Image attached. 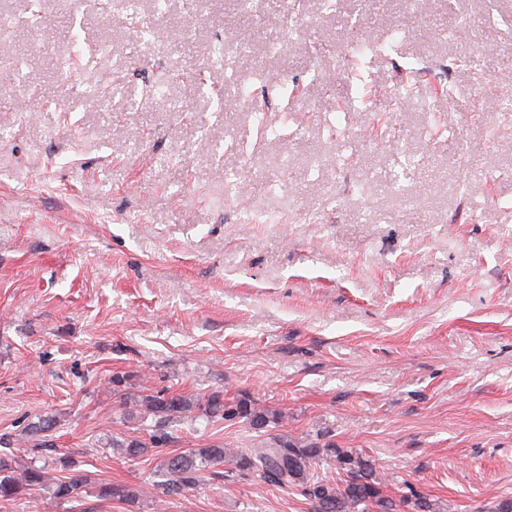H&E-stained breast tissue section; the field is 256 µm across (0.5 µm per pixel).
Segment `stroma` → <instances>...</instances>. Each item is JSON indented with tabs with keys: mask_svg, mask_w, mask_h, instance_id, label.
<instances>
[{
	"mask_svg": "<svg viewBox=\"0 0 512 512\" xmlns=\"http://www.w3.org/2000/svg\"><path fill=\"white\" fill-rule=\"evenodd\" d=\"M0 11L25 60L0 63V454L47 475L0 512H317L231 461L168 486L169 456L280 438L358 452L398 512L512 504V124L483 107L512 91V0H139L150 39L112 0ZM228 33L251 53L211 65ZM357 37L378 53L352 55ZM116 76L121 94L91 96ZM265 212L279 223L236 221ZM174 394L279 420L142 404ZM154 435L134 458L112 446Z\"/></svg>",
	"mask_w": 512,
	"mask_h": 512,
	"instance_id": "stroma-1",
	"label": "stroma"
}]
</instances>
